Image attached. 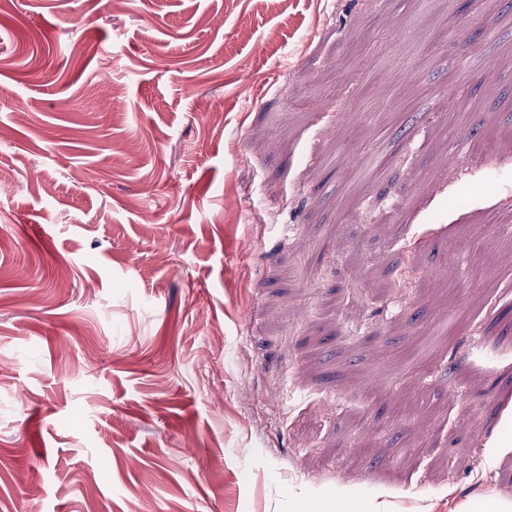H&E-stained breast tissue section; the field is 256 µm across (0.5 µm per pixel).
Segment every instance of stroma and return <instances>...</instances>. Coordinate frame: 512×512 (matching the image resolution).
Wrapping results in <instances>:
<instances>
[{"mask_svg":"<svg viewBox=\"0 0 512 512\" xmlns=\"http://www.w3.org/2000/svg\"><path fill=\"white\" fill-rule=\"evenodd\" d=\"M510 52L512 0L1 6L0 512H512Z\"/></svg>","mask_w":512,"mask_h":512,"instance_id":"stroma-1","label":"stroma"}]
</instances>
